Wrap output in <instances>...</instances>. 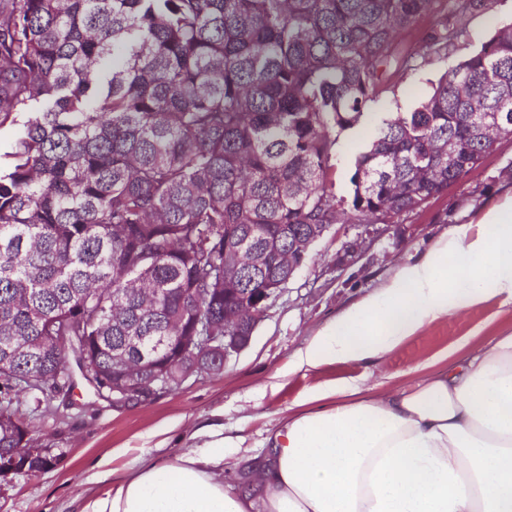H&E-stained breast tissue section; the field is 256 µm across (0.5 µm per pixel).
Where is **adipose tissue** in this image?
Returning <instances> with one entry per match:
<instances>
[{
  "label": "adipose tissue",
  "mask_w": 512,
  "mask_h": 512,
  "mask_svg": "<svg viewBox=\"0 0 512 512\" xmlns=\"http://www.w3.org/2000/svg\"><path fill=\"white\" fill-rule=\"evenodd\" d=\"M512 303V201L453 225L421 259L321 329L293 362L369 364L423 327ZM461 359L375 396L309 393L270 432L238 493L224 489V428L201 448L133 471L83 512H512V334L455 345Z\"/></svg>",
  "instance_id": "adipose-tissue-1"
}]
</instances>
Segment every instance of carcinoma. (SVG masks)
I'll list each match as a JSON object with an SVG mask.
<instances>
[{
  "label": "carcinoma",
  "mask_w": 512,
  "mask_h": 512,
  "mask_svg": "<svg viewBox=\"0 0 512 512\" xmlns=\"http://www.w3.org/2000/svg\"><path fill=\"white\" fill-rule=\"evenodd\" d=\"M496 0H0V456L25 454L20 396H98L127 336L224 332V242L264 226L288 258L306 224H391L512 136V26L410 112H368L387 82L448 55ZM112 59V70L103 68ZM373 125L349 208L328 174L341 132ZM453 143L454 162L445 147ZM451 5L452 0H432L430 3L429 16L426 17L417 27L404 31L400 34L399 42L408 48L417 47L429 30L430 19L433 16L447 13L451 8Z\"/></svg>",
  "instance_id": "1"
}]
</instances>
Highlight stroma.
<instances>
[{
    "instance_id": "1",
    "label": "stroma",
    "mask_w": 512,
    "mask_h": 512,
    "mask_svg": "<svg viewBox=\"0 0 512 512\" xmlns=\"http://www.w3.org/2000/svg\"><path fill=\"white\" fill-rule=\"evenodd\" d=\"M512 25V0L472 16L448 57L428 60L391 80L369 110L406 112L430 95L441 75ZM372 140V127L343 132L333 159V190L350 199L355 159ZM512 195V138L500 139L481 164L446 193L394 224H336L312 248L249 345L228 357L222 373L189 378L177 391L147 403L112 404L76 385L63 417L37 420L35 439L52 448L53 468L0 476V512H81L87 501L114 489L129 471L164 464L183 448L205 442L201 431L220 424L225 438L261 451L269 430L300 411L306 395L349 384L371 395L417 380L418 364L447 351L460 337L480 345L512 334V304L493 297L480 308L421 329L374 364L333 363L297 370L293 361L313 336L345 309L422 257L450 226L477 221L480 210Z\"/></svg>"
}]
</instances>
